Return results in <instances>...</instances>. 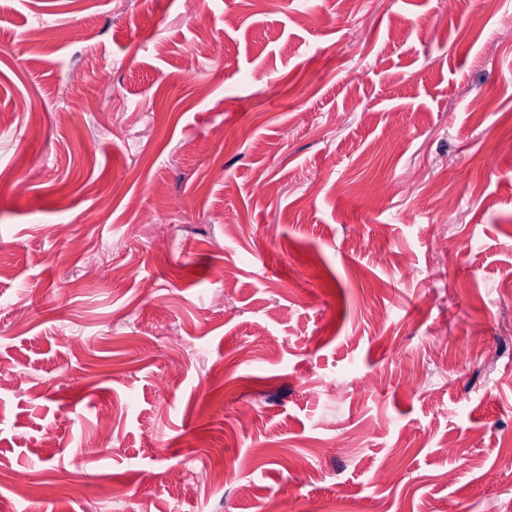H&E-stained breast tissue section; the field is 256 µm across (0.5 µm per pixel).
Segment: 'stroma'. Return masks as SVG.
<instances>
[{
    "label": "stroma",
    "mask_w": 512,
    "mask_h": 512,
    "mask_svg": "<svg viewBox=\"0 0 512 512\" xmlns=\"http://www.w3.org/2000/svg\"><path fill=\"white\" fill-rule=\"evenodd\" d=\"M0 364L13 512H512V0H0Z\"/></svg>",
    "instance_id": "obj_1"
}]
</instances>
